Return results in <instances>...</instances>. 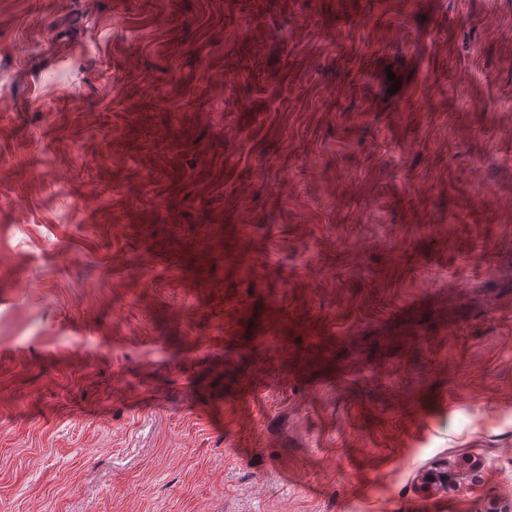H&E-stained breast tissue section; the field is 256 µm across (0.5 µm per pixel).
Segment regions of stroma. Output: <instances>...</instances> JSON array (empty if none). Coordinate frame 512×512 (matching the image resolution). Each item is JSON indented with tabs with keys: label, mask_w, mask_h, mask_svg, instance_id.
Wrapping results in <instances>:
<instances>
[{
	"label": "stroma",
	"mask_w": 512,
	"mask_h": 512,
	"mask_svg": "<svg viewBox=\"0 0 512 512\" xmlns=\"http://www.w3.org/2000/svg\"><path fill=\"white\" fill-rule=\"evenodd\" d=\"M248 2L0 0V512L512 510V0ZM483 466V460L472 457L435 463L421 474V489L433 495L448 493V490L458 491L467 477L480 471Z\"/></svg>",
	"instance_id": "stroma-1"
}]
</instances>
